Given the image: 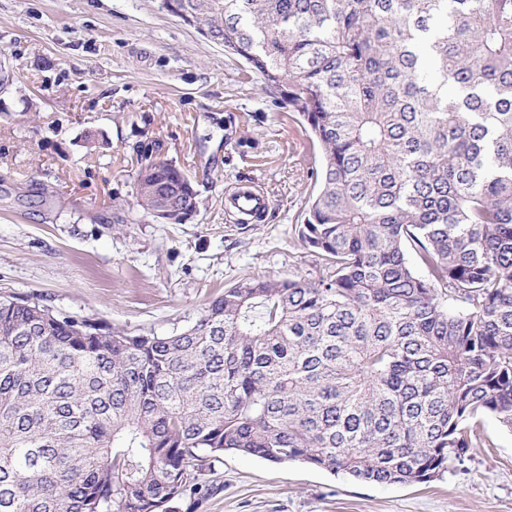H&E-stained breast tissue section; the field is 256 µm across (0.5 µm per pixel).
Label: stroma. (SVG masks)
I'll list each match as a JSON object with an SVG mask.
<instances>
[{"label": "stroma", "instance_id": "stroma-1", "mask_svg": "<svg viewBox=\"0 0 512 512\" xmlns=\"http://www.w3.org/2000/svg\"><path fill=\"white\" fill-rule=\"evenodd\" d=\"M0 293L112 332L169 334L244 277L306 274L298 228L315 180L294 113L160 0H0ZM256 113L251 146L238 123ZM195 181L199 209L158 224L135 200L137 153ZM268 199L240 228L239 184ZM421 485L335 477L299 461L228 453L195 512H512V432Z\"/></svg>", "mask_w": 512, "mask_h": 512}]
</instances>
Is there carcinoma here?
<instances>
[{
	"instance_id": "obj_1",
	"label": "carcinoma",
	"mask_w": 512,
	"mask_h": 512,
	"mask_svg": "<svg viewBox=\"0 0 512 512\" xmlns=\"http://www.w3.org/2000/svg\"><path fill=\"white\" fill-rule=\"evenodd\" d=\"M173 4L318 146L311 272L165 336L0 296V512H193L226 453L427 483L512 431V0ZM135 190L199 207L149 152Z\"/></svg>"
}]
</instances>
